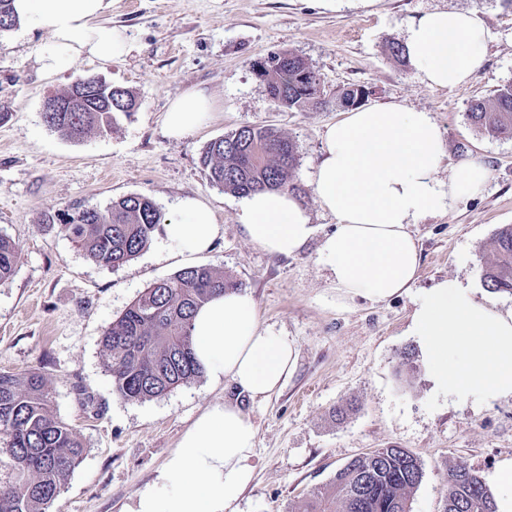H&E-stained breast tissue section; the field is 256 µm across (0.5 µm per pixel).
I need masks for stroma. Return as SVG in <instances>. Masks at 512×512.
Segmentation results:
<instances>
[{
  "mask_svg": "<svg viewBox=\"0 0 512 512\" xmlns=\"http://www.w3.org/2000/svg\"><path fill=\"white\" fill-rule=\"evenodd\" d=\"M435 10L477 11L488 32L481 67L453 88L428 87L389 51L405 41L413 18ZM99 23L124 28L129 53L49 78L37 63L47 33L18 26L0 34V234L21 251L0 283V373L39 370L53 414L85 448L49 512H129L196 417L234 395L229 383L204 376L143 402L114 393L104 330L152 283L190 262L159 230L113 270L51 220L131 193L151 198L168 219L179 198L205 200L222 231L202 264L253 298L261 327L296 342L282 387L263 401L241 400L258 435L240 512H295L353 456L389 446L422 464L411 512H443L450 466L464 462L484 478L512 459L511 396H449L417 354L414 372L398 368L401 352L418 348L409 333L414 296L439 281L457 280L477 301L512 309V294L489 293L482 279L497 229L512 224V137L481 133L467 118L472 100L512 82V10L501 0H338L332 8L321 0H117ZM283 50L320 75L326 106L288 110L268 95L252 64ZM83 76L132 90L139 108L112 132L74 141L47 127L42 108ZM349 84L369 89L368 104L431 112L446 145L441 176L478 156L489 178L481 193L411 225L421 255L413 292L344 309L319 253L336 219L319 204L313 176L326 127L344 115L336 92ZM193 88L214 98V117L190 137L168 138V104ZM244 125L277 128L296 145L291 181L316 232L295 255L273 256L252 242L239 220L243 197L212 186L201 163L210 140ZM345 405L348 416L336 419L334 408Z\"/></svg>",
  "mask_w": 512,
  "mask_h": 512,
  "instance_id": "obj_1",
  "label": "stroma"
}]
</instances>
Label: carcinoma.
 Returning a JSON list of instances; mask_svg holds the SVG:
<instances>
[{
    "label": "carcinoma",
    "mask_w": 512,
    "mask_h": 512,
    "mask_svg": "<svg viewBox=\"0 0 512 512\" xmlns=\"http://www.w3.org/2000/svg\"><path fill=\"white\" fill-rule=\"evenodd\" d=\"M12 0H0V33L17 26ZM258 77L268 94L288 109L326 103L321 78L301 57L286 51L267 56ZM125 107L109 105L107 95L81 112H47L46 125L71 140L112 130L117 117L136 110L134 93L119 87ZM370 95L363 85L340 89L346 108ZM471 125L491 136H512V83L497 86L467 112ZM201 161L213 185L237 195L296 190L290 183L297 162L295 143L271 127L242 126L211 140ZM59 229L95 263L116 269L143 252L165 217L143 194L122 196L105 210L83 209L60 218ZM494 259L483 270L491 293L512 294V225L493 240ZM20 259L15 243L0 235V282L8 280ZM237 284L208 265L184 268L148 287L105 329L102 346L113 390L127 401L160 397L199 377L190 332L198 307ZM0 440L6 445L15 478L0 485V512H48L65 482L83 459L76 433L50 410L44 377L0 374ZM422 465L404 448H378L352 458L322 488L312 491L298 512H410ZM444 512H496L494 496L465 463L448 469Z\"/></svg>",
    "instance_id": "obj_1"
}]
</instances>
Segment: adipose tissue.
<instances>
[{"label":"adipose tissue","mask_w":512,"mask_h":512,"mask_svg":"<svg viewBox=\"0 0 512 512\" xmlns=\"http://www.w3.org/2000/svg\"><path fill=\"white\" fill-rule=\"evenodd\" d=\"M110 6L111 0H13L28 30L51 36L39 58L47 75L85 57L108 62L127 55L124 30L97 23ZM486 36L475 12L432 11L409 25L406 56L427 86L454 87L480 66ZM214 110L209 95L189 90L171 102L166 131L187 137ZM443 156L442 130L427 111L375 105L327 127L314 185L321 206L337 219L320 253L330 265L338 304L380 302L413 288L420 260L410 224L452 209L459 197L479 192L489 176L484 161L472 158L440 179ZM177 209L178 220L164 227L167 239L183 256L209 253L221 232L210 205L186 196ZM240 221L253 242L280 256L296 254L315 233L306 210L288 192L249 195ZM410 330L438 389L457 397L512 396V311L478 302L446 279L415 299ZM192 336L204 374L230 381L253 399L280 389L295 365L294 340L260 328L253 299L238 291L203 305ZM257 434L239 403L203 411L130 512H238L254 478Z\"/></svg>","instance_id":"adipose-tissue-1"}]
</instances>
